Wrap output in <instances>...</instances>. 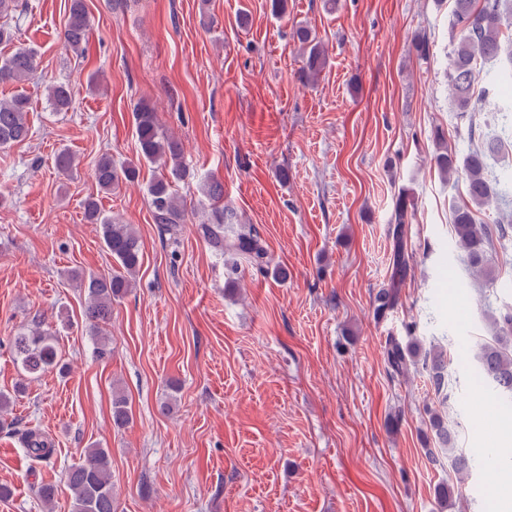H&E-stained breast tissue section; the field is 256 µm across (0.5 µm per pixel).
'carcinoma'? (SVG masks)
Returning a JSON list of instances; mask_svg holds the SVG:
<instances>
[{"label": "carcinoma", "instance_id": "cac0c4a2", "mask_svg": "<svg viewBox=\"0 0 512 512\" xmlns=\"http://www.w3.org/2000/svg\"><path fill=\"white\" fill-rule=\"evenodd\" d=\"M453 4L458 35L447 63L448 96L460 117L468 118L470 135L477 136L484 144L462 158L450 149L439 152L434 156V163L446 179L463 180L466 201L455 205L452 212L455 236L471 270L494 283L497 277L487 250L493 238L508 237L512 226L480 224L476 212L498 195H512V171L500 174L492 182L488 179V160L503 143L497 133L499 124H504L512 137V96L505 93L512 87V38L501 28L503 16L512 11V0H453ZM88 27L85 0H70L63 46L79 49ZM293 39L306 54L303 76L309 80L317 79L326 65L324 46L304 25L295 27ZM36 69L37 50L18 47L10 55L0 58V83H23ZM71 98V88L66 83L55 82L48 87L47 99L58 111L68 109ZM28 112L29 101L22 94L0 99V147L28 139ZM133 120L135 158L118 165L111 155H101L94 167L95 182L101 192L110 194L120 183L137 180L143 165L160 166L165 173L148 184V203L153 223L166 232H174L184 217L181 199L174 189L175 182L187 177L181 160V145L161 131L157 112L150 105L137 103ZM54 164L63 175H70L77 169L74 155L66 148L55 154ZM409 207L411 202L406 195L399 196L391 219L396 238L393 274L389 283L373 295L374 313L378 316L395 306L398 290L410 271L409 257L402 247L405 224L409 223ZM83 209L84 219L100 226L106 251L119 266L108 274L71 272L72 281L83 291L82 314L85 327L94 340L93 354L96 359L106 361L112 357V348L104 336L103 326L112 319V303L135 286L136 273L142 263V244L131 225L122 224L119 219L104 213L95 198L86 199ZM230 221L231 216L215 206L208 222L199 225L210 250L221 258L229 257L234 267L244 261L260 271L265 269L269 256L258 231L244 225L229 228ZM493 324L494 336L488 341L481 338L473 345L478 362L477 374L485 387L512 400V349L506 343V338L512 335V304L499 309ZM10 347L23 380L16 383L14 394L0 393V430L8 431L14 425L9 419L14 397L26 391L27 380L53 370L60 375L70 371L59 354L56 337L41 314L34 315L27 327L12 337ZM386 355L388 365L397 374L404 372L409 362H422L438 400L442 404L448 401V361L442 352L430 349L421 354L413 344L404 347L392 340ZM129 420L128 398L121 391L113 392L114 427L123 428ZM19 440L28 457L35 462L47 463L55 453L52 439L38 429L20 431ZM487 464L489 461L485 458L463 453L452 460V467L459 474ZM66 479L72 512H114L112 460L107 449L98 445L85 449L82 461L68 469Z\"/></svg>", "mask_w": 512, "mask_h": 512}]
</instances>
